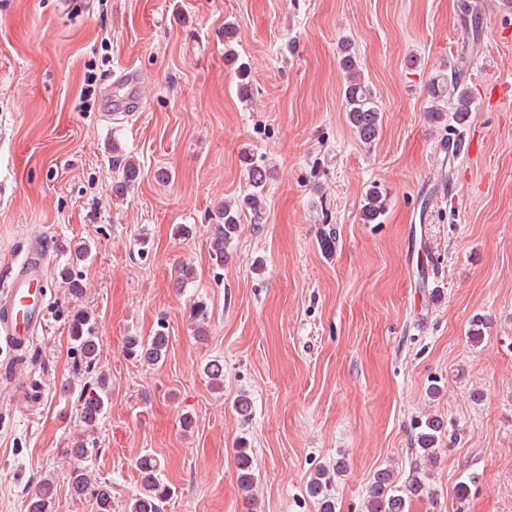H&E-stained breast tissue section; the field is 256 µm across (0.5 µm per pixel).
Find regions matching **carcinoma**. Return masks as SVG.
Instances as JSON below:
<instances>
[{"label":"carcinoma","mask_w":512,"mask_h":512,"mask_svg":"<svg viewBox=\"0 0 512 512\" xmlns=\"http://www.w3.org/2000/svg\"><path fill=\"white\" fill-rule=\"evenodd\" d=\"M341 67L346 74L344 86V99L348 119L358 137L366 142H372L381 130V110L369 85L365 82L359 66L357 56L344 46L341 51ZM461 73L442 71L431 80L430 94L432 107L430 112L435 121L448 119L460 124L472 111V101L468 88L462 84ZM453 101V107L445 105ZM251 191L244 196L243 204L252 213L254 223H259L264 203L263 191L269 179V172L265 166L244 157ZM139 170L136 164L128 160L120 171V181L115 191L122 192L130 187L137 179ZM385 207L384 200L378 191L372 190L366 195V203L362 209L363 220L371 224L379 219ZM240 209L226 204L217 208L214 214L212 231L211 260L218 267L224 265L227 254L224 248L236 236L240 226ZM87 312L77 309L70 320V340L72 349L77 353V360L86 369H91L97 359L98 346L89 325ZM169 338L165 333L158 331L150 338L144 340L137 336H130L126 340V351L129 355L139 358L147 363H158L166 355ZM82 407L80 418L85 427L94 429L105 411L109 400V390L106 378L97 377L96 387L82 394ZM440 425L430 420L426 423V431L418 436L420 450L423 456L431 458L435 454L438 442L437 432ZM236 467L238 482L242 490L248 492L253 487L256 475L252 467V458L249 449L240 447L236 449ZM140 488L129 504V512H165L171 495L170 489L161 481L160 473L163 471L161 461L151 455L142 456L137 462ZM324 471L319 470L309 486L310 494L319 498L320 512H335L332 499L324 495ZM69 489L72 495L81 497L92 492L95 497L97 512H112L111 488L107 484H100L94 488L89 487L90 479L87 473L74 469L68 477ZM426 492L425 477L414 474L404 490L400 491L394 485L389 472L380 470L376 472L368 488V512H407L412 498L419 497ZM56 486L54 481L42 480L32 497L28 512H52Z\"/></svg>","instance_id":"carcinoma-1"}]
</instances>
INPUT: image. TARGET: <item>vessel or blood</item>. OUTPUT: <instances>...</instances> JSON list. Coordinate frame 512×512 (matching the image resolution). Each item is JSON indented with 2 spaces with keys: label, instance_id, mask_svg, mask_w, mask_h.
I'll list each match as a JSON object with an SVG mask.
<instances>
[{
  "label": "vessel or blood",
  "instance_id": "b4317fda",
  "mask_svg": "<svg viewBox=\"0 0 512 512\" xmlns=\"http://www.w3.org/2000/svg\"><path fill=\"white\" fill-rule=\"evenodd\" d=\"M48 265L43 240H33L6 286L0 287V342L12 357H22L45 325Z\"/></svg>",
  "mask_w": 512,
  "mask_h": 512
}]
</instances>
